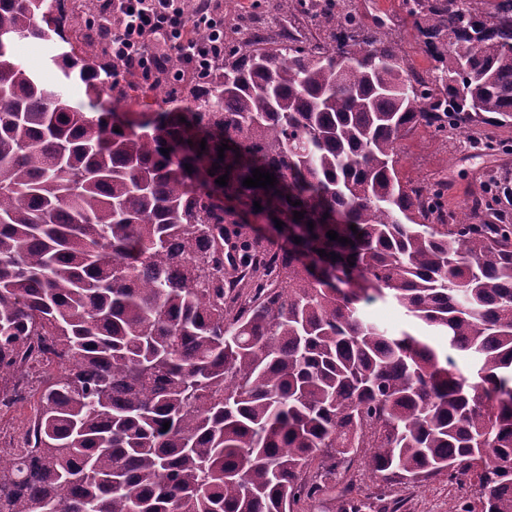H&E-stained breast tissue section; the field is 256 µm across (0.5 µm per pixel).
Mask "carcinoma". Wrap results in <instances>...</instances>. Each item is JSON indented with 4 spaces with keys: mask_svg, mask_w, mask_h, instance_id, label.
<instances>
[{
    "mask_svg": "<svg viewBox=\"0 0 512 512\" xmlns=\"http://www.w3.org/2000/svg\"><path fill=\"white\" fill-rule=\"evenodd\" d=\"M505 1L402 0L423 76L344 0H272L268 25H228L185 107L154 111L161 84L78 52L50 0H0V405L42 372L0 512H294L327 495L332 512H397L334 493L357 457L386 484L473 481L448 512H512V224L487 190L456 211L447 183L403 180L398 152L419 126L507 145ZM25 39L54 45L61 85L99 110L17 60ZM256 168L274 187L243 186ZM224 174L275 237L211 196ZM376 297L414 327L365 320Z\"/></svg>",
    "mask_w": 512,
    "mask_h": 512,
    "instance_id": "cac0c4a2",
    "label": "carcinoma"
}]
</instances>
